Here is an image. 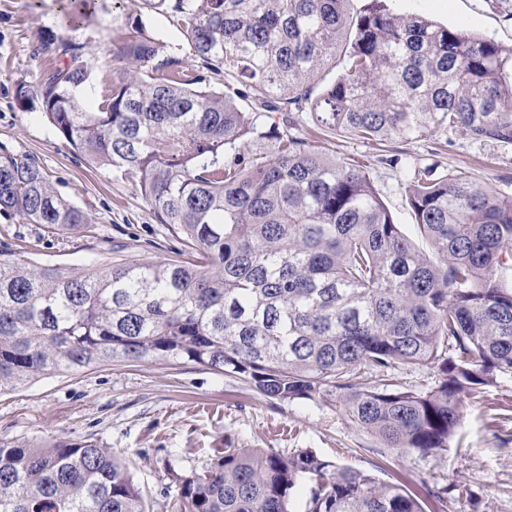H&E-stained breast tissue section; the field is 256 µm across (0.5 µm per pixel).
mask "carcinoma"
I'll return each instance as SVG.
<instances>
[{"label":"carcinoma","mask_w":512,"mask_h":512,"mask_svg":"<svg viewBox=\"0 0 512 512\" xmlns=\"http://www.w3.org/2000/svg\"><path fill=\"white\" fill-rule=\"evenodd\" d=\"M129 0L125 65L101 103L76 97L95 53L16 99L97 166L138 177L175 257L79 271L0 251V394L114 362L193 363L273 404L334 402L381 452L446 450L463 395L512 375V195L468 173L414 171L406 201L429 251L402 231L363 167L291 133L309 112L330 133L417 140L461 128L512 146V51L493 40L344 0H174L189 55L156 39ZM324 86L317 78L336 67ZM224 74L220 91L207 73ZM279 112L285 130L262 113ZM274 141L272 157L248 141ZM0 213L64 234L83 212L23 154H0ZM435 370L402 390L401 367ZM181 512H425L404 486L309 448H226L172 471ZM0 512H147L127 464L95 442H0Z\"/></svg>","instance_id":"obj_1"}]
</instances>
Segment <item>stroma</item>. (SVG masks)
<instances>
[{
    "label": "stroma",
    "instance_id": "stroma-1",
    "mask_svg": "<svg viewBox=\"0 0 512 512\" xmlns=\"http://www.w3.org/2000/svg\"><path fill=\"white\" fill-rule=\"evenodd\" d=\"M67 0H0V146L34 159L57 192L84 213L87 229L61 238L0 214V250L15 258L70 268L168 254L175 241L143 200L136 178L87 162L60 140L39 109L20 107L19 84L37 85L60 57L46 42L70 41L95 53L80 103L96 107L119 76L110 50L123 33V0H99L94 17L66 27ZM396 14L494 39L512 49V0H388ZM296 135L326 156L359 159L396 223L421 234L406 203L413 164L479 176L512 194V147L470 140L460 129L430 130L405 142L316 133L302 113ZM463 425L445 451L399 458L375 453V439L336 406L270 404L238 380L193 364L114 363L55 375L0 395V441L16 445L59 438L95 441L131 464L150 512H176L172 471L202 468L219 448H309L325 460L367 470L428 496L426 512H512V376L465 396Z\"/></svg>",
    "mask_w": 512,
    "mask_h": 512
}]
</instances>
